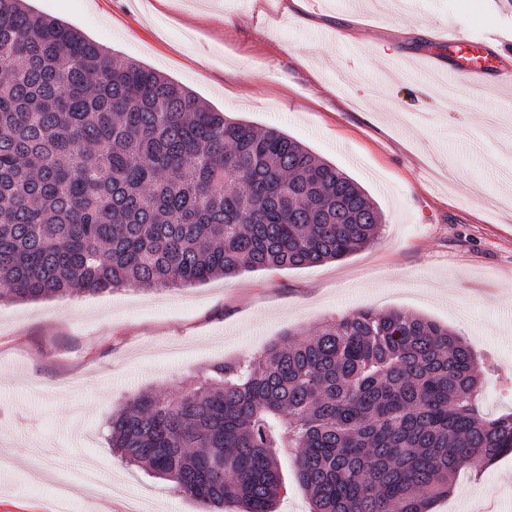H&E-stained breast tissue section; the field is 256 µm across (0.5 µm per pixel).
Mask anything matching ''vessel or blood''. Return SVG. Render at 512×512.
<instances>
[{
  "mask_svg": "<svg viewBox=\"0 0 512 512\" xmlns=\"http://www.w3.org/2000/svg\"><path fill=\"white\" fill-rule=\"evenodd\" d=\"M509 45L512 39L494 33L475 39L453 29L447 38L432 41L426 53L432 60L447 54L444 74L449 85L463 87L474 95L482 89L512 85V67L496 52L497 47Z\"/></svg>",
  "mask_w": 512,
  "mask_h": 512,
  "instance_id": "1",
  "label": "vessel or blood"
}]
</instances>
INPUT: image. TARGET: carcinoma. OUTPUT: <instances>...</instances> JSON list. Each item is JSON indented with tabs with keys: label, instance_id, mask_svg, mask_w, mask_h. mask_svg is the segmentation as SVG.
<instances>
[{
	"label": "carcinoma",
	"instance_id": "obj_1",
	"mask_svg": "<svg viewBox=\"0 0 512 512\" xmlns=\"http://www.w3.org/2000/svg\"><path fill=\"white\" fill-rule=\"evenodd\" d=\"M0 68V304L298 269L378 237L345 171L25 0H0ZM480 388L448 326L362 309L139 394L108 431L217 512H275L286 448L311 512H431L460 470L512 456V413L480 414Z\"/></svg>",
	"mask_w": 512,
	"mask_h": 512
}]
</instances>
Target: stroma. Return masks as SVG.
Wrapping results in <instances>:
<instances>
[{"label":"stroma","mask_w":512,"mask_h":512,"mask_svg":"<svg viewBox=\"0 0 512 512\" xmlns=\"http://www.w3.org/2000/svg\"><path fill=\"white\" fill-rule=\"evenodd\" d=\"M30 0L233 119L280 129L378 205L377 240L319 265L0 305V512H202L112 451L106 420L210 364L359 309L422 314L478 356L481 410L512 412V95L440 102L418 41L512 31V0ZM118 494L101 495L100 486ZM512 512V457L462 470L433 512Z\"/></svg>","instance_id":"obj_1"}]
</instances>
